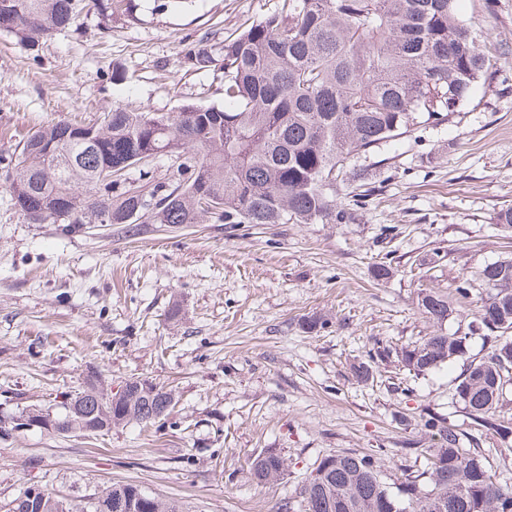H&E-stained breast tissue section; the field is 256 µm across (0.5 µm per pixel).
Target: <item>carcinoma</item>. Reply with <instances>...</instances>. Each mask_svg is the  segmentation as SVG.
<instances>
[{"mask_svg":"<svg viewBox=\"0 0 512 512\" xmlns=\"http://www.w3.org/2000/svg\"><path fill=\"white\" fill-rule=\"evenodd\" d=\"M99 0H0L19 23L9 29L31 51L53 32L76 25ZM195 71L224 73V106L181 105L175 112L132 111L114 105L92 123L59 119L33 131L14 158L10 192L15 207L46 206L45 223L78 229L92 218L108 224H346L352 210L337 202L351 155L375 150L430 123L451 120L480 83L491 79L487 57L457 0H282L280 9L219 42L205 35L186 54ZM102 139L81 158L83 135ZM173 161L155 180L154 159ZM140 172L139 185L116 191L123 176ZM110 170L111 181L102 179ZM483 286L472 330L493 341L470 357L455 378V395L478 426L493 430L512 451V420L502 415L512 389V258L465 275L458 298ZM430 321L453 314L448 297L430 288L418 296ZM466 336L437 332L393 347L376 341L367 359L352 366L357 381L373 378L372 365L397 359L413 373L444 367L467 352ZM126 395L90 419L103 435L135 421L160 419L152 410L167 400L163 388L126 382ZM108 395L88 377L65 394L72 401ZM44 415L24 409L9 415L10 434ZM422 426L435 448L427 469L407 466L393 487L377 454L342 452L321 458L297 499L274 512H512V489L497 480L480 439L462 447L464 434L443 415L426 411ZM252 475L267 484L284 478L287 460L259 453ZM135 500L136 512H178L174 503L153 507L133 484H115L88 498L77 512H117L110 496ZM59 497L44 491L29 500L23 490L10 512H56Z\"/></svg>","mask_w":512,"mask_h":512,"instance_id":"cac0c4a2","label":"carcinoma"}]
</instances>
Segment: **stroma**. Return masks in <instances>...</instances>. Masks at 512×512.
Returning a JSON list of instances; mask_svg holds the SVG:
<instances>
[{
    "mask_svg": "<svg viewBox=\"0 0 512 512\" xmlns=\"http://www.w3.org/2000/svg\"><path fill=\"white\" fill-rule=\"evenodd\" d=\"M132 14L84 15L30 53L0 30V412H57L89 375L120 389L142 378L172 390L159 425L103 436L37 428L0 437V512L37 484L80 504L134 484L181 512H272L325 455L383 449L396 482L424 468L432 442L419 414L447 416L483 448L499 447L453 392L464 361L413 376L394 360L364 385L350 366L375 340L405 345L433 334L421 289L454 296L459 279L512 250L497 222L512 206V0H457L497 66L452 122L351 157L381 189L347 224H32L15 208L9 162L23 139L65 117L106 107L172 112L223 105L222 72L189 70L184 53L274 13L280 0H192L179 11L135 0ZM123 69L122 82L112 79ZM440 252L431 278L412 262ZM392 260L388 278L373 265ZM180 306L171 318L172 306ZM322 315L327 331L304 318ZM405 379L408 393L394 390ZM271 449L284 479L260 484L249 463Z\"/></svg>",
    "mask_w": 512,
    "mask_h": 512,
    "instance_id": "obj_1",
    "label": "stroma"
}]
</instances>
